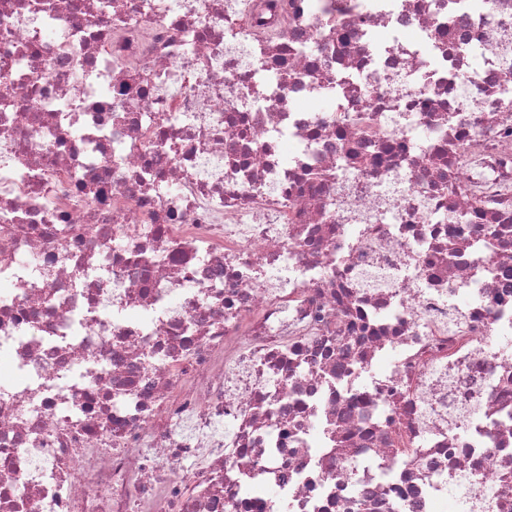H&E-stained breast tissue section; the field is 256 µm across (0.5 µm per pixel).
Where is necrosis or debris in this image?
Here are the masks:
<instances>
[{"label":"necrosis or debris","instance_id":"obj_1","mask_svg":"<svg viewBox=\"0 0 512 512\" xmlns=\"http://www.w3.org/2000/svg\"><path fill=\"white\" fill-rule=\"evenodd\" d=\"M2 355L0 512H512V0H0Z\"/></svg>","mask_w":512,"mask_h":512}]
</instances>
